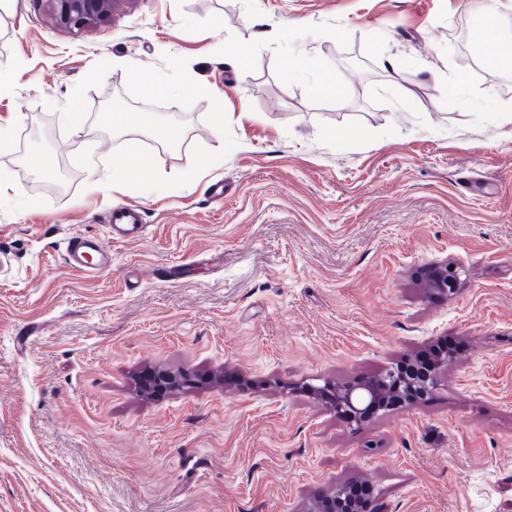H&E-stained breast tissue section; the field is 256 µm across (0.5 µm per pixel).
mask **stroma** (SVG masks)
<instances>
[{
	"mask_svg": "<svg viewBox=\"0 0 512 512\" xmlns=\"http://www.w3.org/2000/svg\"><path fill=\"white\" fill-rule=\"evenodd\" d=\"M491 11L512 31V0H118L77 31L0 0L19 188L0 199V512H312L351 483L380 512H512V64L483 61ZM160 74L199 89L146 95ZM115 90L129 126L100 107ZM133 151L151 188L90 189L89 161ZM125 204L145 238L70 268L66 238ZM448 338L431 397L361 427L315 392ZM147 371L191 382L149 398ZM155 139L170 150H178L183 142L182 129L176 125H161L152 130Z\"/></svg>",
	"mask_w": 512,
	"mask_h": 512,
	"instance_id": "stroma-1",
	"label": "stroma"
}]
</instances>
